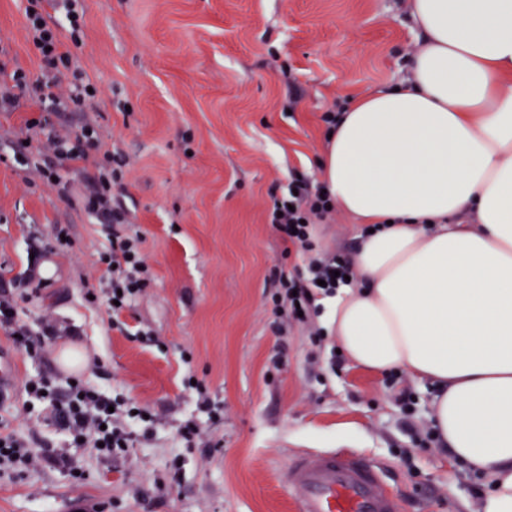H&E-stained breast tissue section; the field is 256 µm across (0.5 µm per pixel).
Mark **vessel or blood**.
Listing matches in <instances>:
<instances>
[{
	"label": "vessel or blood",
	"instance_id": "b4317fda",
	"mask_svg": "<svg viewBox=\"0 0 512 512\" xmlns=\"http://www.w3.org/2000/svg\"><path fill=\"white\" fill-rule=\"evenodd\" d=\"M284 469L291 512H400L385 469L356 453L302 451Z\"/></svg>",
	"mask_w": 512,
	"mask_h": 512
}]
</instances>
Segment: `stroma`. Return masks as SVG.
Masks as SVG:
<instances>
[{
	"instance_id": "35a3bbf8",
	"label": "stroma",
	"mask_w": 512,
	"mask_h": 512,
	"mask_svg": "<svg viewBox=\"0 0 512 512\" xmlns=\"http://www.w3.org/2000/svg\"><path fill=\"white\" fill-rule=\"evenodd\" d=\"M24 0H0V59L30 78L40 60L29 40ZM78 66L100 89L83 112L56 117L59 133L91 122L103 151L61 174L70 199L26 158L30 99L0 110V296L17 300L19 323L40 331L51 319L60 349L33 359L12 349L15 382L0 393L11 426L60 450L80 468L41 462L0 477V512H290L282 463L311 449H352L387 468L402 512H479L486 480L450 462L438 446L418 447L435 386L399 370L372 372L310 345L299 325L276 336L270 295L283 267L307 274L267 222L274 198L302 177L321 184L323 113L336 98L392 85L419 34L405 0H84ZM128 161L122 197L146 237L154 280L113 328L98 293L97 261L108 243L104 218L77 199L88 193L104 150ZM69 243L55 249L56 227ZM323 252L350 255L356 232L336 216L316 227ZM152 329L158 346L131 338ZM76 351L77 376L120 392L159 421L140 428L128 456L114 462L74 448L66 432L25 411L23 383L62 374L61 348ZM190 362H182V351ZM283 364L272 369L271 357ZM224 403L210 421L185 391L188 375ZM407 390L409 404L398 400ZM188 419L211 445L186 448Z\"/></svg>"
}]
</instances>
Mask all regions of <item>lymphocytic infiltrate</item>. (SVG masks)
<instances>
[{
	"instance_id": "lymphocytic-infiltrate-1",
	"label": "lymphocytic infiltrate",
	"mask_w": 512,
	"mask_h": 512,
	"mask_svg": "<svg viewBox=\"0 0 512 512\" xmlns=\"http://www.w3.org/2000/svg\"><path fill=\"white\" fill-rule=\"evenodd\" d=\"M29 9L25 19L31 42L41 60V75L29 79L16 71L9 75L5 92L0 93V109L18 106L21 98L34 99L41 111L39 119L27 121V129L44 136L51 158L40 166L39 172L49 184L60 182L58 170L86 160L90 151L100 149L102 139L94 124L87 123L67 135L60 136L49 121L50 115L77 112L93 104L97 98L96 81L81 70L70 51L80 45L85 25V10L79 0H27ZM58 12L56 22H47L44 11ZM69 33V41H62V33ZM105 163L100 169L97 185L79 200L88 212L104 217L112 226L109 244L99 254L101 279L106 285L105 302L113 317L132 308L153 280L144 255V236L131 227L126 211L119 204L118 192L124 191L122 170L125 159L105 152ZM288 196L274 200L268 222L300 255L310 256L309 278L277 271L279 286L272 296V311L276 319L299 321L311 343L323 340L322 333L312 322L318 314L317 296L335 295L344 285L352 269L347 260L338 255L316 259L315 227L332 215V200L321 187L297 178L291 183ZM16 305L0 299V324L7 326L16 347L24 349L33 358L49 352L58 340L54 326H44L41 334H33L15 320ZM24 389L30 399L48 404L56 424L67 431L73 447L96 449L99 456L114 458L125 455L135 439L133 423L144 421L146 408L122 394H107L88 387L83 382L69 385L65 400H57L55 379L38 377L26 380ZM31 439L17 436L0 422V475H15L26 469L33 460Z\"/></svg>"
}]
</instances>
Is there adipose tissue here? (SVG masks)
Listing matches in <instances>:
<instances>
[{"instance_id":"obj_1","label":"adipose tissue","mask_w":512,"mask_h":512,"mask_svg":"<svg viewBox=\"0 0 512 512\" xmlns=\"http://www.w3.org/2000/svg\"><path fill=\"white\" fill-rule=\"evenodd\" d=\"M420 46L355 97L321 158L362 228L354 283L322 298L355 365L437 383L429 418L512 512V0H409Z\"/></svg>"}]
</instances>
